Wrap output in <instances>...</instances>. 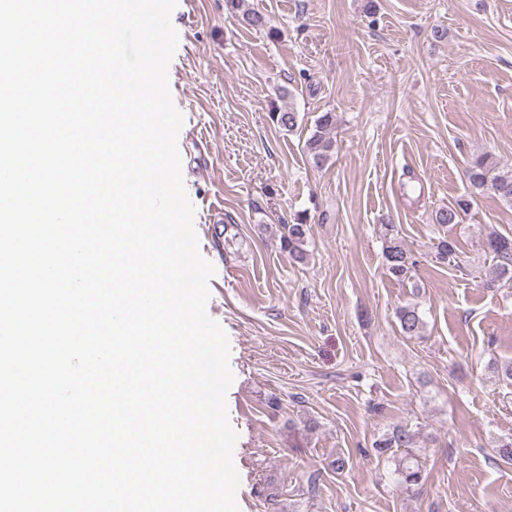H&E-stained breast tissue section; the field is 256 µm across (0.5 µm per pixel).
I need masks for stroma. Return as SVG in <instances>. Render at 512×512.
Listing matches in <instances>:
<instances>
[{"instance_id":"obj_1","label":"stroma","mask_w":512,"mask_h":512,"mask_svg":"<svg viewBox=\"0 0 512 512\" xmlns=\"http://www.w3.org/2000/svg\"><path fill=\"white\" fill-rule=\"evenodd\" d=\"M179 0L170 89L202 256L207 312L226 330L228 413L241 512H512V281L485 287V228L512 233V204L486 192L453 227L438 208L468 194L491 154L512 167V0ZM268 19L250 26L246 11ZM294 109L288 131L273 113ZM336 115V149L304 150ZM306 217V262L281 248ZM391 224L415 262L392 277ZM456 244L455 265L436 246ZM417 305L421 337L400 336ZM415 435L420 492L401 487L376 439ZM344 458L343 473L331 463ZM335 122V113H322L316 120L314 132L306 141L307 153L315 167H323L333 156L335 141L331 132Z\"/></svg>"}]
</instances>
